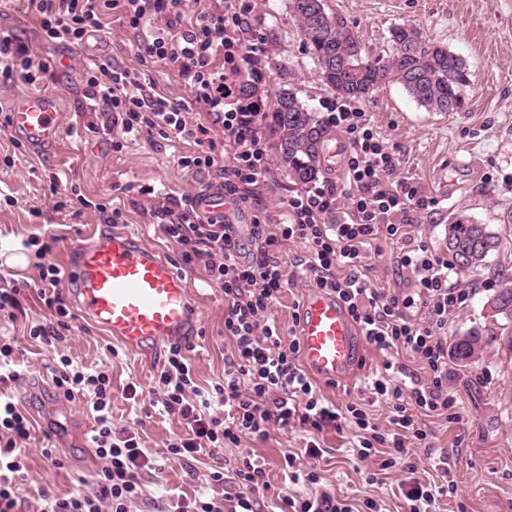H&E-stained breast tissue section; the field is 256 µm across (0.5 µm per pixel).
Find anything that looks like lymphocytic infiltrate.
Instances as JSON below:
<instances>
[{
    "instance_id": "f902f5d3",
    "label": "lymphocytic infiltrate",
    "mask_w": 512,
    "mask_h": 512,
    "mask_svg": "<svg viewBox=\"0 0 512 512\" xmlns=\"http://www.w3.org/2000/svg\"><path fill=\"white\" fill-rule=\"evenodd\" d=\"M29 2L44 40L71 47L101 32L105 12L124 15L141 34L138 56L177 71L187 79L189 95L174 100L153 93L140 69L92 59L82 67L92 111L120 127L129 140L174 135L193 141L196 149L182 157L183 167L204 177L218 176L225 196L240 203L259 194L270 172V155L259 93L264 77L248 67L258 51L248 37L247 21L255 0H215L184 32L177 29L184 0ZM0 70L19 73L32 85L46 72L35 66L28 45L2 34ZM322 107L325 123L348 143L344 187L311 183L289 199L285 218L274 225L253 217L249 244L232 237L223 217L202 214L198 196L149 190L154 224L179 247L183 262L199 267L206 283L224 294V337L230 343L224 380L200 392L181 346L169 347L150 404L178 415L184 431L169 439L157 458L147 455L135 428L113 423L110 374L58 356L50 369L52 387L65 398L85 400L94 420L93 449L105 465L81 478L80 489L68 495L43 490L40 512H130V504L142 495L144 475L158 470L159 459L187 464L207 449L268 438L273 425H295L307 434L303 448L283 455L293 483H319L315 461L324 453L320 433L328 428L339 432L350 424L356 429L354 452L367 457L384 451L381 469L398 466L411 474L402 487L407 512H434L438 496L453 491L446 457L433 463L435 478L423 481L415 476L411 450L429 443L419 416H441L456 405L448 390V346L442 331L449 313L469 293L450 285L452 262L409 236L410 215L427 210L432 201L413 177L401 174L394 146L380 137L371 116L342 97L325 100ZM193 111L207 113L210 125L189 122ZM216 129L224 135L223 144L212 137ZM381 237L404 240L397 269L410 281L411 291L373 287L362 274L368 245ZM291 240L308 250L301 278L335 295L368 344L384 353L381 368L367 377L364 388L390 405V429H379L363 403L339 408L327 401L300 364L295 330H282L269 320V310L290 283L278 252ZM52 250L47 242L37 253L40 294L50 316L29 328L30 339L48 350L74 330V316L59 288L61 270L48 259ZM403 351L420 363L421 374L394 362V354ZM215 403L222 414H211ZM32 438L25 412L11 399L0 398V512H25L16 485L26 469L23 445ZM209 479L231 483L234 489L221 498L201 494L189 501L177 499L172 512H260L257 495L268 484L252 455H242L232 475L218 468ZM280 512H382V507L370 497L357 507L347 497L324 492L283 496Z\"/></svg>"
}]
</instances>
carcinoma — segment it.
Listing matches in <instances>:
<instances>
[{"instance_id":"1","label":"carcinoma","mask_w":512,"mask_h":512,"mask_svg":"<svg viewBox=\"0 0 512 512\" xmlns=\"http://www.w3.org/2000/svg\"><path fill=\"white\" fill-rule=\"evenodd\" d=\"M302 2L292 0L293 12L322 80L337 95L360 99L392 81L430 112H454L460 107L470 78L466 64L458 56L444 48L433 49L421 40L416 29L398 25L390 30L391 51L387 57L371 60L360 45L342 36L346 30L343 23L327 13L325 22H313L300 7ZM267 118L270 129L278 135L279 163L286 175L301 185L315 181L327 137L323 123L290 89L277 92ZM446 239L452 242L448 255L466 270L486 266L488 256L501 244L488 226L463 218L448 224ZM488 306L512 324V287L496 291ZM483 345V337L474 332L453 346V354L460 361H473Z\"/></svg>"}]
</instances>
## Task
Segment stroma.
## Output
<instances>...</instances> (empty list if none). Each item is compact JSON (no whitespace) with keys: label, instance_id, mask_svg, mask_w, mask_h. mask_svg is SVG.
<instances>
[{"label":"stroma","instance_id":"stroma-1","mask_svg":"<svg viewBox=\"0 0 512 512\" xmlns=\"http://www.w3.org/2000/svg\"><path fill=\"white\" fill-rule=\"evenodd\" d=\"M332 14L344 22L361 47L378 57L389 52V31L398 24L416 27L423 40L447 48L459 56L470 73L462 106L455 112H430L420 107L396 83L379 87L359 102L372 115L378 133L399 154L403 171L418 182L435 205L412 224L413 236L436 254H443L445 229L451 218L462 214L474 223L488 225L501 240L498 251L485 268L460 270L452 276L455 287L467 289V302L448 317V344L467 333L500 335L502 319L493 317L488 299L497 289L512 286V0H327ZM105 27L80 49L46 44L28 0H0V33L27 44L35 63L47 72L39 91L55 93L65 114L61 137L51 151L33 150L11 130L6 114L12 100L31 93L30 85L17 75L0 72V277L21 290V308L15 319H0V336L13 337L19 349L16 358L22 374L48 377L55 353L70 356L91 369L112 373V421L129 425L140 434L146 451L161 455L165 442L181 434L184 425L176 415L158 414L148 403L126 399L129 384L154 389L166 359L165 352L141 357L120 350L111 356L109 338L84 317H76V328L57 352L40 351L28 337L31 324L45 320L48 311L36 289L39 282L31 240H54L50 255L61 270L69 268V246L90 227L105 229L97 204L124 202V226L148 246L157 249L183 274L193 291L200 312V328L194 345L185 354L192 364L200 389H208L224 378V294L205 284L198 269L186 265L179 248L151 224L141 210L144 189L166 187L174 195H195L219 190V180H205L183 168L180 159L192 154L193 142L170 138L159 142L141 138L111 146L101 152L90 149L92 139L105 134L95 123L85 97L81 74L86 58L114 59L139 65L156 93L187 97L184 78L162 63L135 56L136 33L117 11L106 15ZM248 24L260 47L258 62L266 74L265 107H272L280 88H291L313 112L333 92L323 84L318 65L292 13L291 0H259ZM75 186L92 200L91 208L79 204L56 207L50 191L53 178ZM297 185L287 179L280 166H273L268 185L256 207L246 208L245 220L262 212L277 223L286 213ZM402 241L380 239L369 250L370 278L376 287L407 290L396 274V258ZM384 356L368 343H361L359 360L351 378L322 384L326 399L344 407L361 398L360 382L382 364ZM448 385L456 397L458 419L423 417L422 428L430 445L412 451L418 477L432 474V463L447 456L456 491L440 497L436 512H512V352L499 345L484 347L476 363L467 365L449 359ZM35 427V438L26 450L27 469L16 494L28 512H38L40 492L50 488L58 495L79 486L85 474L100 470L102 460L91 453L88 431L93 419L82 398L62 402L49 412L54 398L49 389H37L19 397ZM353 427L337 432L324 430L325 448L318 462L322 479L316 491L336 492L359 500L370 497L385 512H405L400 485L408 475L399 468L379 470V457L359 458L350 450ZM301 429L271 427L265 440L245 439L240 446L224 447L200 454L192 468L170 461L143 480V496L130 512H163L166 494L194 495L208 484L214 468L232 473L241 454L251 453L263 463L270 485L262 512H277L278 498L296 495L281 460L284 451L303 447ZM52 449L60 467H53L43 449Z\"/></svg>","mask_w":512,"mask_h":512}]
</instances>
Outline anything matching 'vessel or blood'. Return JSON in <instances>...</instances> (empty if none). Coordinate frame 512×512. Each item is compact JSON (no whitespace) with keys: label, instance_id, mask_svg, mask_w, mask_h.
Masks as SVG:
<instances>
[{"label":"vessel or blood","instance_id":"vessel-or-blood-1","mask_svg":"<svg viewBox=\"0 0 512 512\" xmlns=\"http://www.w3.org/2000/svg\"><path fill=\"white\" fill-rule=\"evenodd\" d=\"M8 119L14 132L39 151L54 147L62 133L59 100L52 93L16 98ZM201 208L223 216L238 239L250 237L251 225L223 192L206 193ZM70 252L73 264L67 282L77 306L128 351L148 355L197 335L199 312L184 277L131 231L90 234ZM298 336L300 357L311 375L335 382L349 375L357 333L335 296L317 288L306 294Z\"/></svg>","mask_w":512,"mask_h":512}]
</instances>
